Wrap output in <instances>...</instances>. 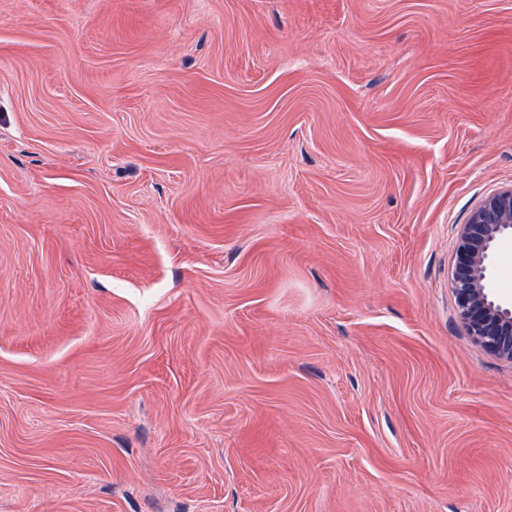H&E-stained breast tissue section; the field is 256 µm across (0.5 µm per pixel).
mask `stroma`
I'll return each mask as SVG.
<instances>
[{
  "label": "stroma",
  "instance_id": "stroma-1",
  "mask_svg": "<svg viewBox=\"0 0 512 512\" xmlns=\"http://www.w3.org/2000/svg\"><path fill=\"white\" fill-rule=\"evenodd\" d=\"M510 188L512 0H0V512H512ZM512 237V189L485 199L459 233L467 266L454 275L459 316L470 336L495 356L512 362V298L489 288L496 243Z\"/></svg>",
  "mask_w": 512,
  "mask_h": 512
}]
</instances>
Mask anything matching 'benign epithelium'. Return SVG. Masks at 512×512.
Here are the masks:
<instances>
[{"instance_id": "7a95c632", "label": "benign epithelium", "mask_w": 512, "mask_h": 512, "mask_svg": "<svg viewBox=\"0 0 512 512\" xmlns=\"http://www.w3.org/2000/svg\"><path fill=\"white\" fill-rule=\"evenodd\" d=\"M512 237V189L485 199L459 233L467 266L454 275L459 316L470 336L495 356L512 362V298L489 288L496 243Z\"/></svg>"}]
</instances>
